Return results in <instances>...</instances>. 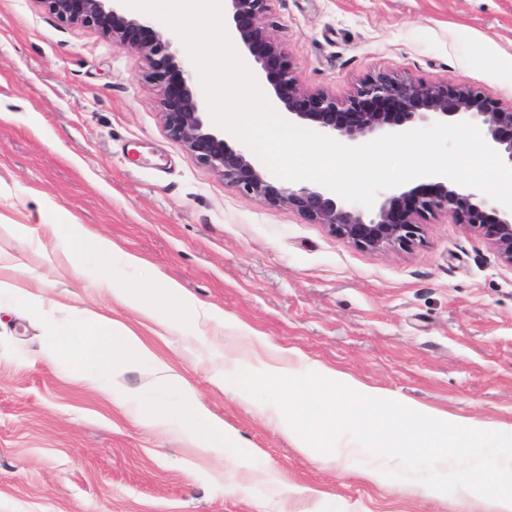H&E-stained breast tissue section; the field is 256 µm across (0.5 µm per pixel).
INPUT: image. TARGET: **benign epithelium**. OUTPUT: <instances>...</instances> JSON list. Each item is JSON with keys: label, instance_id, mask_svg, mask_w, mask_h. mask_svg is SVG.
<instances>
[{"label": "benign epithelium", "instance_id": "7a95c632", "mask_svg": "<svg viewBox=\"0 0 512 512\" xmlns=\"http://www.w3.org/2000/svg\"><path fill=\"white\" fill-rule=\"evenodd\" d=\"M61 19L101 29L121 48L137 50L149 63L162 96L165 124L203 165L242 194L286 206L311 224H325L337 236L369 251L408 249L422 243L423 224L446 217L482 235L501 263L512 268V209L471 187L439 181L390 195L366 213L348 208L324 186L290 188L270 181L246 150L230 144L226 132L209 124L192 74L176 61L172 39L130 14L121 0H43ZM271 0H224L230 39L258 65L272 89L274 107L290 121L309 122L350 146L419 122L467 121L484 128L486 142L512 168V104L490 91L467 85L425 82L410 75L378 73L343 99L303 89L287 53L264 19Z\"/></svg>", "mask_w": 512, "mask_h": 512}]
</instances>
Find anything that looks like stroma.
Listing matches in <instances>:
<instances>
[{"instance_id":"stroma-1","label":"stroma","mask_w":512,"mask_h":512,"mask_svg":"<svg viewBox=\"0 0 512 512\" xmlns=\"http://www.w3.org/2000/svg\"><path fill=\"white\" fill-rule=\"evenodd\" d=\"M267 22L303 87L346 96L380 71L512 103V0H272ZM140 55L44 0H0V512H469L464 497L369 483L372 459L321 461L213 382L242 322L361 383L512 426V268L440 218L375 253L240 193L168 133ZM51 199L69 221L40 215ZM138 255L103 264L77 228ZM163 272L201 309L153 320L97 281ZM88 309L152 353L120 374L48 357L54 322ZM182 376L238 439L200 452L135 418L155 364ZM123 394L115 399L105 385ZM251 452L237 467V451Z\"/></svg>"}]
</instances>
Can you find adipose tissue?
Instances as JSON below:
<instances>
[{
    "instance_id": "ef3b65f1",
    "label": "adipose tissue",
    "mask_w": 512,
    "mask_h": 512,
    "mask_svg": "<svg viewBox=\"0 0 512 512\" xmlns=\"http://www.w3.org/2000/svg\"><path fill=\"white\" fill-rule=\"evenodd\" d=\"M98 284L113 298L148 318L156 317L164 310L185 315L194 309L183 287L159 272L145 287L123 282L112 275L101 277ZM66 351L77 358L92 360L101 368L112 369L116 374L150 356L139 337L123 325L84 310L76 311L72 321L55 329L52 354ZM156 373L154 391L138 401L136 418L141 424L164 427L184 422L185 433L205 453H220L234 447V438L226 433L222 424L212 421L204 428L192 425V418L205 415L206 409L182 377L161 365L157 366ZM173 390L181 395L179 403H171L169 399Z\"/></svg>"
}]
</instances>
